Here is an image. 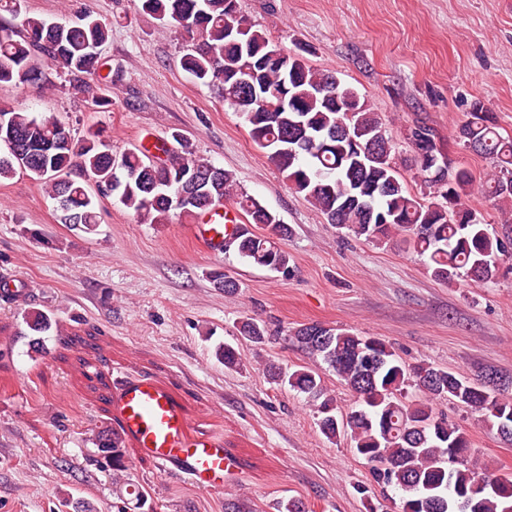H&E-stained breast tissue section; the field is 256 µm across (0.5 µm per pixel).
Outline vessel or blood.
<instances>
[{"label": "vessel or blood", "instance_id": "b4317fda", "mask_svg": "<svg viewBox=\"0 0 512 512\" xmlns=\"http://www.w3.org/2000/svg\"><path fill=\"white\" fill-rule=\"evenodd\" d=\"M238 226V216L223 205L199 214L188 225L190 237L207 253L220 255ZM124 436L164 474L186 477L199 490L224 489L234 463L214 435L192 431L168 391L144 376L123 377L112 398Z\"/></svg>", "mask_w": 512, "mask_h": 512}]
</instances>
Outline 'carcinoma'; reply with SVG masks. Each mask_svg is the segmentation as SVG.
Returning a JSON list of instances; mask_svg holds the SVG:
<instances>
[{
  "mask_svg": "<svg viewBox=\"0 0 512 512\" xmlns=\"http://www.w3.org/2000/svg\"><path fill=\"white\" fill-rule=\"evenodd\" d=\"M22 2L0 0V12L7 13L0 15V84L43 83L48 71L55 70L69 77L73 90L92 91L106 66L99 48L111 27L90 14L73 23L24 15ZM139 2L142 12L162 27H178L196 40L181 58L183 70L202 84H222L224 102L242 115L269 163L328 223L378 245H409L427 258L431 276L444 284L461 277L474 283L497 277L501 257L512 255V237L490 233L469 208L475 177L468 168L451 160L442 170L427 164L421 149L445 154L433 127L416 121L404 130L413 149L411 169L421 177L423 192L418 195L399 173L392 139L365 96L340 82L336 72L313 68L298 54L287 52L280 61H271L270 53L279 45L232 0ZM299 124L314 143L298 146L288 140ZM343 127L374 149L352 153L346 140L331 137ZM456 138L493 165L483 193L502 206L511 204L512 137L500 133L495 114L482 101L471 102ZM159 151L153 159L144 150L117 156L96 132L76 139L52 118L0 106V182L19 171L28 173L60 202L61 223L94 232L98 200L113 194L141 224L191 219L234 198L248 222L265 233L244 227L228 246L248 262L291 273L290 255L279 245L291 229L244 192L233 173L189 152L165 146ZM86 174L97 178L101 193L90 190ZM195 179L190 195L180 196L183 184ZM361 202L386 212L388 223H371ZM210 277L227 295L239 290L238 280L221 268ZM24 321L35 334L51 328L50 316L39 310L27 312ZM238 332L257 344L270 339L266 325L253 318L243 320ZM293 338L336 374L353 393L356 408L340 416L336 397L310 366L286 371L271 364L268 376L305 395L327 439L349 434L354 452L371 465L373 482L400 492V512H512V476L496 474L475 457L466 432L432 407L435 399L453 400L512 443V398L504 397L503 389L487 387L483 374L468 378L427 363L408 369L383 340L320 323L295 328ZM408 387L426 399L404 401ZM96 446L104 449L96 464H105L117 476L127 472L122 434L100 432ZM481 482L490 487L475 490Z\"/></svg>",
  "mask_w": 512,
  "mask_h": 512,
  "instance_id": "obj_1",
  "label": "carcinoma"
}]
</instances>
